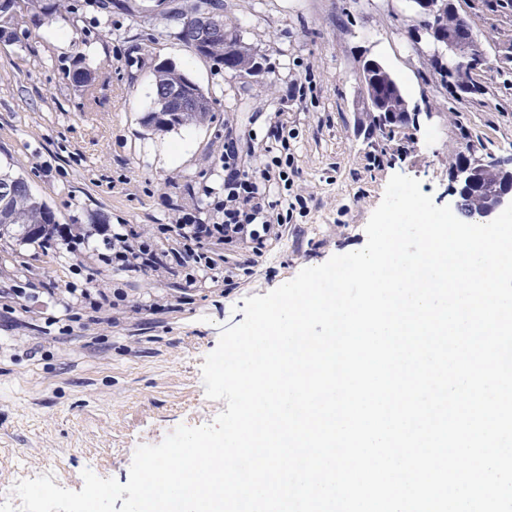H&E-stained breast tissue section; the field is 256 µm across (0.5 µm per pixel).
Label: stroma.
<instances>
[{"mask_svg": "<svg viewBox=\"0 0 512 512\" xmlns=\"http://www.w3.org/2000/svg\"><path fill=\"white\" fill-rule=\"evenodd\" d=\"M130 0L111 24L66 14L36 25L18 9L12 34L0 39V164L23 177L73 236L98 224L132 227L158 251L174 248L180 209L200 223L221 216L202 200L224 195V136L239 137L250 165L271 162V131L285 124L298 175L293 190L309 200L259 258L249 284L224 286L249 254L214 246L216 268L186 284L167 273H115L91 250L45 249L0 240V489L21 474L48 475L81 490L82 472L127 483L136 448L160 443L178 426L212 423L226 410L208 399L201 366L222 328L243 321L244 300L293 279L303 268L362 249L365 225L388 180H419L439 206L453 198L452 163L474 146L477 156L512 159V4L453 0L473 25L482 56L468 73L470 90L441 81L449 58L420 38L411 0H224V27L250 45L263 71L243 78L196 56ZM84 56L99 78L86 94L72 77ZM170 60L212 97V118L154 133L142 124L153 92L154 60ZM380 62L397 80L421 126L383 134L366 126L362 68ZM305 83V101L289 94ZM184 143V152L169 149ZM385 150L370 168V152ZM119 290L118 310L80 313L70 335L43 331L63 315L70 285ZM21 289L12 297L10 289Z\"/></svg>", "mask_w": 512, "mask_h": 512, "instance_id": "stroma-1", "label": "stroma"}]
</instances>
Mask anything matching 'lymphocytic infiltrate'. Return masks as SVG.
<instances>
[{"label": "lymphocytic infiltrate", "mask_w": 512, "mask_h": 512, "mask_svg": "<svg viewBox=\"0 0 512 512\" xmlns=\"http://www.w3.org/2000/svg\"><path fill=\"white\" fill-rule=\"evenodd\" d=\"M293 158L258 169L245 161L239 141L224 142V197L213 201L212 208L221 214L220 222L199 223L196 216L183 213L174 230L179 246L173 254L157 251L150 239L134 229L104 234L96 255L100 262L115 271L166 272L178 267L193 273L213 269L211 247L229 244L248 235L254 256H261L266 235L272 226H286L291 219L288 209L278 207L270 198V189L282 185L283 176L293 167Z\"/></svg>", "instance_id": "lymphocytic-infiltrate-1"}]
</instances>
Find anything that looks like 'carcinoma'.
I'll use <instances>...</instances> for the list:
<instances>
[{"label": "carcinoma", "instance_id": "carcinoma-1", "mask_svg": "<svg viewBox=\"0 0 512 512\" xmlns=\"http://www.w3.org/2000/svg\"><path fill=\"white\" fill-rule=\"evenodd\" d=\"M25 2L32 16L43 21L64 11L69 14L90 13L98 20L112 19L114 0H0V36L10 34L9 25L14 18L20 2ZM203 11H214L219 19H224L223 0H184L182 4H174L168 10L164 20L175 27L174 35L190 47L195 54L214 60L224 68L239 75L249 74V69L256 66L252 55L241 45L236 34L228 37L230 46L236 48L239 57L236 60L224 58V40L218 39L205 46L196 43L194 22L195 16ZM154 97L152 106L145 114L143 123L146 127L165 132L177 127L203 124L211 119L212 100L209 92L192 81L188 75L173 62H159L153 67ZM186 88L193 93L199 102H187L179 105L165 99L164 93L174 84ZM379 95L389 100L404 98L401 87L396 79L387 71L377 78ZM14 184L12 194L0 198V240L19 235L22 240L36 242L51 235L43 231L47 224H56V218L50 207L37 200L31 193L24 178L9 171H0V183ZM498 185L512 188V169L501 167L495 163L481 169L473 184H460L458 188L464 195L465 207L460 215L463 221H471L483 206L482 186Z\"/></svg>", "mask_w": 512, "mask_h": 512}]
</instances>
